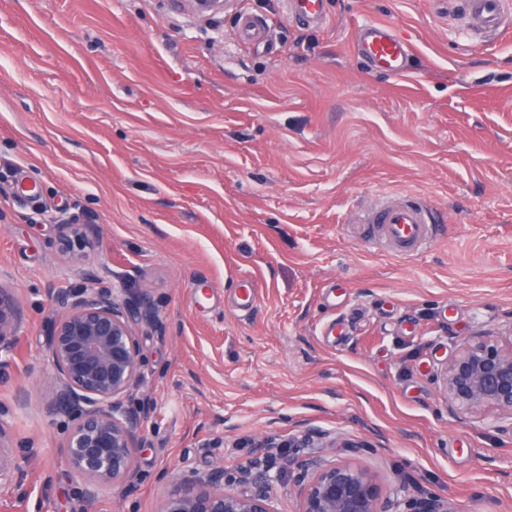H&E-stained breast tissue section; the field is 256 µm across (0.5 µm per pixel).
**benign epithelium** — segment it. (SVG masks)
<instances>
[{
    "mask_svg": "<svg viewBox=\"0 0 512 512\" xmlns=\"http://www.w3.org/2000/svg\"><path fill=\"white\" fill-rule=\"evenodd\" d=\"M60 233L77 238L94 229L75 217L56 221ZM56 312L47 353L53 367L55 395L48 411L68 420L63 450L80 500L95 502L103 493L135 486L134 450L137 434L154 411L144 394L136 407L128 397L142 382L143 357L135 331L159 336L167 324L146 292L131 294L112 282V269L86 273L80 288H52ZM24 313L14 292L0 287V367L14 358ZM440 392L448 415L478 413L488 407L508 415L512 428V335L509 342L478 330L459 345L440 371ZM208 472L179 478L162 498L159 512H276L272 488L277 475L260 464L224 468V452ZM19 450L8 426L0 420V491L28 495ZM294 486L299 512H448V501L436 492L412 496L401 484L382 494L376 479L351 463H326L317 457L296 462ZM246 482L242 495L229 486Z\"/></svg>",
    "mask_w": 512,
    "mask_h": 512,
    "instance_id": "7a95c632",
    "label": "benign epithelium"
}]
</instances>
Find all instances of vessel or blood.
I'll use <instances>...</instances> for the list:
<instances>
[{"label":"vessel or blood","instance_id":"obj_1","mask_svg":"<svg viewBox=\"0 0 512 512\" xmlns=\"http://www.w3.org/2000/svg\"><path fill=\"white\" fill-rule=\"evenodd\" d=\"M287 4L289 14L299 22L319 25L326 19L324 0H287ZM462 7L467 18L484 34H497L508 25L506 0H462ZM264 34L262 21L246 14L234 37L243 43H253L262 40ZM352 48L368 70L397 79L411 75L413 46L387 22L369 20L361 24ZM364 221L377 225L380 238L394 252L406 255L431 242L434 207L423 199L410 201L404 195L391 194L382 204L369 210Z\"/></svg>","mask_w":512,"mask_h":512}]
</instances>
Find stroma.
Masks as SVG:
<instances>
[{"label": "stroma", "mask_w": 512, "mask_h": 512, "mask_svg": "<svg viewBox=\"0 0 512 512\" xmlns=\"http://www.w3.org/2000/svg\"><path fill=\"white\" fill-rule=\"evenodd\" d=\"M326 24L283 0L199 18L180 0H0V285L24 311L0 371L29 497L0 512H156L158 472L263 460L277 512H298L289 438L399 480L450 512H512V434L496 410L449 417L437 376L479 329L512 331V27L472 35L459 0H324ZM266 45L235 41L240 14ZM416 47L404 81L352 50L367 20ZM428 200L424 250L375 247L360 214L379 196ZM83 212L81 264L51 223ZM110 267L148 293L165 336L139 330L155 404L136 441L139 486L80 502L66 425L49 414V291ZM254 286L252 300L240 288ZM270 435L281 452L264 457Z\"/></svg>", "instance_id": "35a3bbf8"}]
</instances>
